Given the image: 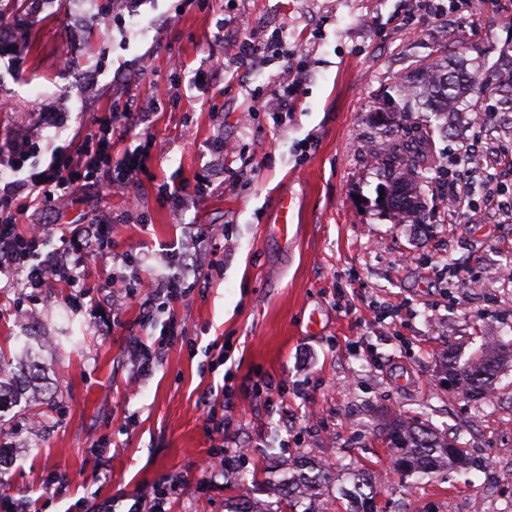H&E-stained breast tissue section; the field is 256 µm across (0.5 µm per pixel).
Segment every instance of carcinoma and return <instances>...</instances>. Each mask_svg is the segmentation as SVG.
<instances>
[{
	"mask_svg": "<svg viewBox=\"0 0 512 512\" xmlns=\"http://www.w3.org/2000/svg\"><path fill=\"white\" fill-rule=\"evenodd\" d=\"M394 92L395 96L384 100L378 109L389 115V120L382 123L384 140L379 147L381 170L387 179L381 203L396 223H415L424 218L422 185L429 172L425 163L431 140L428 134L422 140H409L397 131L406 127L413 112H434L452 119L461 111L476 112L496 98L512 104V79L483 83L467 69V60L460 55L451 65L446 57L419 64L411 74L395 82ZM507 362H512V349L503 344L483 348L480 354L463 362L449 350L443 371L451 374L454 386L465 396L484 398L494 391L499 368ZM387 437L395 462L402 465L400 475L404 478L458 469L469 459L458 437L440 436L423 422L395 419L387 424ZM348 479L351 487H338L331 467L304 460L285 468L283 477L273 486L280 500L292 510L303 503V512H326L325 495L337 487L348 501V512H377L376 495L365 474L352 468Z\"/></svg>",
	"mask_w": 512,
	"mask_h": 512,
	"instance_id": "obj_1",
	"label": "carcinoma"
}]
</instances>
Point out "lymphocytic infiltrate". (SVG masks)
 <instances>
[{
	"label": "lymphocytic infiltrate",
	"instance_id": "lymphocytic-infiltrate-1",
	"mask_svg": "<svg viewBox=\"0 0 512 512\" xmlns=\"http://www.w3.org/2000/svg\"><path fill=\"white\" fill-rule=\"evenodd\" d=\"M134 122L135 112L130 107L97 118L95 128L76 144L73 152H54L45 169H31L21 180L9 179L8 174L38 154L39 144L26 137L0 144V176L5 179L0 185V274L25 271L24 283L31 288L42 287L53 277L63 280L70 288L79 285V270L85 258L103 254L112 246L104 234L102 223L78 224L58 235L49 225L41 224L32 226L26 234L17 235L13 232L17 202L27 194L42 204L52 206L86 185L127 188L146 165L147 154L135 153L114 166L102 158L101 147L118 129L129 128ZM54 235L61 242L60 259L51 265L32 263V256Z\"/></svg>",
	"mask_w": 512,
	"mask_h": 512
}]
</instances>
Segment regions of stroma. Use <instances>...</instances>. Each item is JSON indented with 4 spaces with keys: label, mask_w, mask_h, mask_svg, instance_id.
Here are the masks:
<instances>
[{
    "label": "stroma",
    "mask_w": 512,
    "mask_h": 512,
    "mask_svg": "<svg viewBox=\"0 0 512 512\" xmlns=\"http://www.w3.org/2000/svg\"><path fill=\"white\" fill-rule=\"evenodd\" d=\"M247 16L240 34L234 24ZM0 27V143L25 136L46 167L104 113L133 105L132 129L111 157L147 150L126 193L78 189L65 203H31V224L108 221L111 255L90 258L84 285L23 287L0 277V352L21 381L0 401V512H128L165 493L168 512H229L241 495L274 501L254 469L310 459L364 467L384 512H463L495 485L484 512H512V364L496 389L469 400L439 370L484 339L512 341V199L495 164L512 143V112L485 123L432 118L427 218L396 224L379 203L372 157L376 111L394 83L467 21L465 56L486 74L512 56V0L476 14H429L418 0H37ZM79 47L61 64L59 46ZM269 43V63L245 65L242 38ZM302 66L294 108L276 92ZM210 76L207 86L194 82ZM62 122L46 123L45 113ZM238 151L218 159L217 136ZM468 169L477 223L449 211V169ZM207 195L183 213L162 207L161 184ZM293 199L287 242L269 230L280 196ZM223 230L197 252L188 302L147 306L150 285L195 225ZM151 253L113 269L112 254ZM456 262L449 276L445 257ZM73 329L80 345L62 334ZM157 356L140 374L136 354ZM419 418L459 435L474 464L422 482L400 479L382 424ZM242 448L219 472L204 464Z\"/></svg>",
    "instance_id": "35a3bbf8"
}]
</instances>
